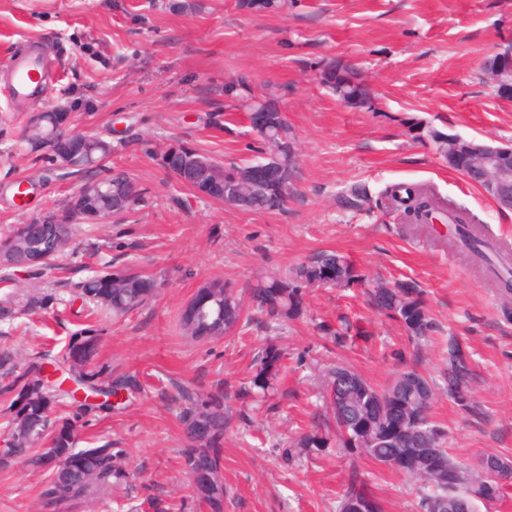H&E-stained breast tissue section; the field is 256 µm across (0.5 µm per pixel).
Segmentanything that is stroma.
Segmentation results:
<instances>
[{
    "label": "stroma",
    "instance_id": "35a3bbf8",
    "mask_svg": "<svg viewBox=\"0 0 512 512\" xmlns=\"http://www.w3.org/2000/svg\"><path fill=\"white\" fill-rule=\"evenodd\" d=\"M176 11L163 0H0V150L15 146L30 103L15 99L6 79L23 51L41 53L50 72L46 100L61 92L87 99L80 131L110 132V165L148 191L145 203L117 222L79 228L61 266L40 278L15 275L18 294L36 289L57 301L32 316L0 323V346L22 359L62 357L82 324L81 301L60 285L120 257L159 285L148 303L123 317L98 307L101 332L89 365L108 364L132 376L138 390L111 412L77 417L72 402L53 420L75 421L74 446L123 449L126 479L110 495L77 512H211L191 489L180 422L185 393L228 384L233 409L248 406L239 391L269 343L284 354L281 399L233 424L224 436V512H336L350 469L363 473L384 512H417L404 476L332 447L299 452L300 433L321 410L327 370L351 367L373 386L391 383L396 354L419 352V368L437 379L449 337L470 354L482 414L471 417L442 398L432 414L448 433L451 454L512 458V293L468 253L449 249L444 224L409 229L380 201L396 183L426 184L465 209L489 240H512V211H500L478 187L449 169L414 125L481 141L512 143V96L496 91L483 64L512 42V0H289L277 14H255L237 0H197ZM355 63L371 100L354 109L318 81L323 62ZM239 76L255 87L279 85L297 133L300 172L285 211L224 208L183 187L159 164L167 147L186 144L216 160L252 158L259 145L247 114L232 108L225 84ZM354 183L379 204L354 213L337 202ZM80 180L50 159L20 154L0 161V225L64 205ZM320 251L346 255L359 273L416 283L437 330L414 347L404 328L372 309L363 286L311 288L302 315L279 330L252 321L218 339L183 334L179 314L215 276L244 291L259 276L283 272ZM362 335L346 347L328 342L320 323L338 316ZM46 473L23 460L0 468V512H44Z\"/></svg>",
    "mask_w": 512,
    "mask_h": 512
}]
</instances>
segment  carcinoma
<instances>
[{
  "mask_svg": "<svg viewBox=\"0 0 512 512\" xmlns=\"http://www.w3.org/2000/svg\"><path fill=\"white\" fill-rule=\"evenodd\" d=\"M319 82L335 94L345 93L348 98L362 95L350 81L338 82L326 75L319 78ZM66 120L65 112H44L39 126L23 128L19 146L29 155L43 151L44 142ZM269 134L278 140L296 139L292 126L281 120L277 112L272 115ZM111 154V141L95 134L88 144L78 147L71 172H91L102 166ZM168 167L185 175L183 186L187 188L210 180L218 181L222 188L235 178L242 165L216 161L185 146L182 153L168 159ZM242 192L246 195L245 203L237 202L234 207L263 211L284 210L292 194L288 190L280 196L273 185L252 191L244 188ZM78 193L81 194L83 223L92 225L112 213L121 215L134 210L144 202L147 189L125 172L109 170L100 178L84 181ZM386 196L393 207L402 211L407 224H431L435 218L444 223L447 214H452L456 237L451 243L488 260L484 236L472 227L471 217L464 210L445 206L422 185L396 184L386 190ZM340 203L346 209L363 211L370 204V198L365 187L354 185L340 196ZM73 204L71 200L62 208L46 209L9 227L0 235V248L10 246L20 234L39 241L51 240L55 226L65 220ZM112 281L114 286L105 289L95 273L74 284L73 290L80 297L111 309L115 315H124L143 307L157 288L154 279L118 267L112 270ZM357 282L366 286L371 306L401 323L410 337L421 340L436 331L437 324L428 311L423 290L416 283L370 280L339 253L321 252L284 273L261 278L249 288L250 304L261 315V322L268 326L285 325L301 314L305 289L347 288ZM207 285L211 288L209 301L199 308L196 317L191 321L180 318L185 334L202 338L215 326L229 334L250 325L251 319L244 316L243 304L231 282L214 277ZM53 300V295L41 292L29 293L21 299L11 296L0 300V321L11 320L17 314L45 310ZM319 328L336 347H344L362 335L346 317L339 318L334 327L321 324ZM98 334L94 325H86L73 337L72 349L86 353ZM399 361L404 364L399 374L406 379L396 377L383 389L374 387L344 365L330 369L325 375V403L340 444L355 455L390 469L398 460L406 462L401 471L417 486L422 512H463L462 504L468 507V512L482 509L491 512L504 488V483L496 478L497 463H507L509 459L489 454L486 461L472 464L459 473L449 469L448 464L457 459L445 448L446 431L431 416L432 406L440 397L448 398L469 416L480 414L472 390V365L457 367L448 362V367L440 372V383L436 384L418 370L416 363H407L402 355ZM282 362L281 349L272 343L266 345L257 357L255 372L240 391L255 395L261 402L270 399L277 391ZM43 366L44 362L37 360L20 370L17 353L7 346L0 348V395L4 412L11 417L13 425L10 442L0 449V466L7 467L14 459L24 458L33 468L49 471V478L39 494L43 508L47 512H74L89 497L111 490L112 480L125 477L121 469L124 450L110 444L74 450L68 419L51 432L50 447L39 448L29 440L32 432L43 438L49 414L69 397L43 377ZM78 373L77 383L87 391L108 396L120 390H135L132 378L116 375L103 365L90 370L81 368ZM337 375L350 379V386L340 394L333 390ZM187 399L189 406L182 414L184 463L197 496L212 512H223L224 498L228 494L221 474L224 433L232 421L248 424L251 418L243 411L232 413L223 391L189 395ZM329 443V433L323 432L317 424L300 435L297 447L308 453H320ZM338 512H382L376 496L356 469L349 473Z\"/></svg>",
  "mask_w": 512,
  "mask_h": 512,
  "instance_id": "obj_1",
  "label": "carcinoma"
}]
</instances>
